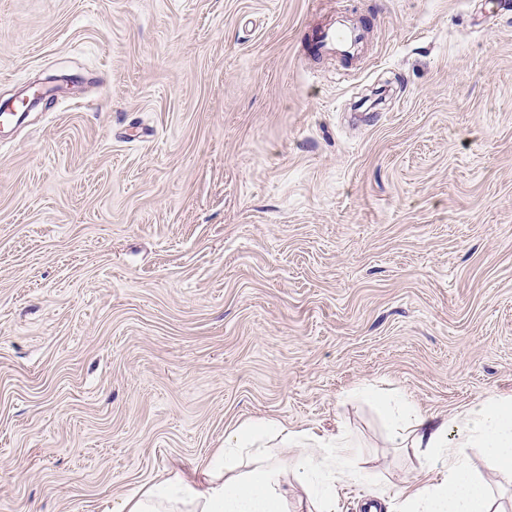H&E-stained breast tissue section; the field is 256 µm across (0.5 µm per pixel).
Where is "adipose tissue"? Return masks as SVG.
Returning <instances> with one entry per match:
<instances>
[{
  "label": "adipose tissue",
  "instance_id": "obj_1",
  "mask_svg": "<svg viewBox=\"0 0 512 512\" xmlns=\"http://www.w3.org/2000/svg\"><path fill=\"white\" fill-rule=\"evenodd\" d=\"M385 415L387 441L420 463L424 483L406 488L401 512H500L491 477L512 483V399L481 398L445 417L419 411L404 395L368 389ZM355 443L345 432L321 436L268 418L224 433L203 465L151 481L112 512H336ZM482 449L490 478L475 476L463 451ZM305 499L290 502L289 485Z\"/></svg>",
  "mask_w": 512,
  "mask_h": 512
}]
</instances>
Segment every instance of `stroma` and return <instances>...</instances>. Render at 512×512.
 <instances>
[{"label":"stroma","mask_w":512,"mask_h":512,"mask_svg":"<svg viewBox=\"0 0 512 512\" xmlns=\"http://www.w3.org/2000/svg\"><path fill=\"white\" fill-rule=\"evenodd\" d=\"M369 26L362 69L305 48ZM0 512H104L253 419L349 432L395 512L426 414L512 397V12L0 0Z\"/></svg>","instance_id":"obj_1"}]
</instances>
